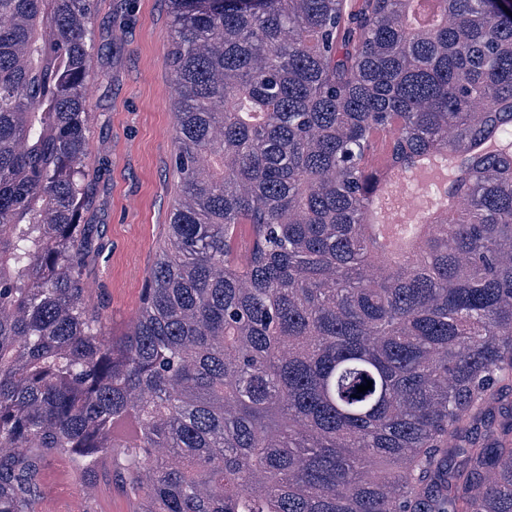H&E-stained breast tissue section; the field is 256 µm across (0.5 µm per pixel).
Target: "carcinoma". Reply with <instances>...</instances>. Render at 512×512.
<instances>
[{"mask_svg":"<svg viewBox=\"0 0 512 512\" xmlns=\"http://www.w3.org/2000/svg\"><path fill=\"white\" fill-rule=\"evenodd\" d=\"M167 2L179 200L115 335L94 0H0V512L63 454L133 512H512V15ZM426 156L458 203L392 254L369 211ZM92 484L95 489V497L92 502L87 503L84 500H80V503L85 509L92 507L98 498L102 499L106 506L107 512H129L128 501L123 492L120 481L113 477L111 469H98L92 478ZM84 509V510H85ZM79 512H99L94 505V509L90 511H79Z\"/></svg>","mask_w":512,"mask_h":512,"instance_id":"cac0c4a2","label":"carcinoma"}]
</instances>
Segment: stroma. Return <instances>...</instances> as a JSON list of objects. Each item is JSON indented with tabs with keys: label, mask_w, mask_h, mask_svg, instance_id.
<instances>
[{
	"label": "stroma",
	"mask_w": 512,
	"mask_h": 512,
	"mask_svg": "<svg viewBox=\"0 0 512 512\" xmlns=\"http://www.w3.org/2000/svg\"><path fill=\"white\" fill-rule=\"evenodd\" d=\"M96 51L87 79L89 143L102 251L83 274L113 331L135 315L176 195L175 94L166 0H95Z\"/></svg>",
	"instance_id": "obj_1"
}]
</instances>
